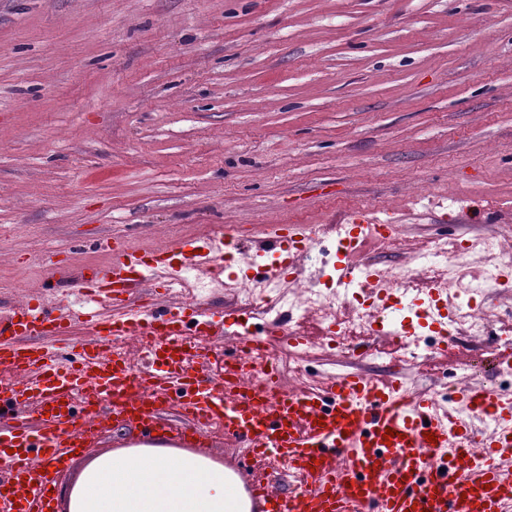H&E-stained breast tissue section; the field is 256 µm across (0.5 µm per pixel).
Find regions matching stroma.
Listing matches in <instances>:
<instances>
[{
  "label": "stroma",
  "mask_w": 512,
  "mask_h": 512,
  "mask_svg": "<svg viewBox=\"0 0 512 512\" xmlns=\"http://www.w3.org/2000/svg\"><path fill=\"white\" fill-rule=\"evenodd\" d=\"M429 187L420 196L418 182ZM512 230V0H0V301L54 254L163 246L211 225L325 224L392 211L374 262ZM404 371L413 388L512 390L492 340Z\"/></svg>",
  "instance_id": "obj_1"
}]
</instances>
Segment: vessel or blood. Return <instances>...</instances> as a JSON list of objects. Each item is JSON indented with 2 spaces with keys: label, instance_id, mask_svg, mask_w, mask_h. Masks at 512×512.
<instances>
[{
  "label": "vessel or blood",
  "instance_id": "obj_1",
  "mask_svg": "<svg viewBox=\"0 0 512 512\" xmlns=\"http://www.w3.org/2000/svg\"><path fill=\"white\" fill-rule=\"evenodd\" d=\"M350 247L337 287L366 265L367 214L346 217ZM305 225L274 224L262 236L214 225L205 247L182 238L155 249L119 237L101 242L106 267L52 263L40 292L0 307V505L6 512H51L58 470L71 453L124 431L129 443L210 448L224 438L225 461L248 493L252 512H512V394L494 384L460 391L476 433L424 395L407 401L399 372L333 374L315 388H283L271 352L305 347L286 323L235 336L225 319L194 302L173 303L161 281L224 274L227 245L256 252L310 239ZM81 298L47 304L59 288ZM89 338L58 344L73 326ZM264 389H255L252 375ZM391 440H384L385 430ZM433 440H426V433ZM294 470L299 485L285 488Z\"/></svg>",
  "mask_w": 512,
  "mask_h": 512
}]
</instances>
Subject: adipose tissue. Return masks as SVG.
Listing matches in <instances>:
<instances>
[{
  "label": "adipose tissue",
  "instance_id": "1",
  "mask_svg": "<svg viewBox=\"0 0 512 512\" xmlns=\"http://www.w3.org/2000/svg\"><path fill=\"white\" fill-rule=\"evenodd\" d=\"M66 512H248L230 497L224 466L176 448H122L84 461L64 499Z\"/></svg>",
  "mask_w": 512,
  "mask_h": 512
}]
</instances>
